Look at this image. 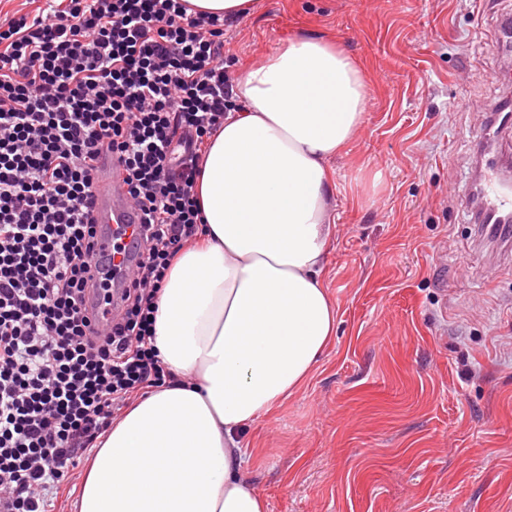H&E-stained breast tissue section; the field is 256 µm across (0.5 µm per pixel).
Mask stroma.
Instances as JSON below:
<instances>
[{
  "label": "stroma",
  "mask_w": 512,
  "mask_h": 512,
  "mask_svg": "<svg viewBox=\"0 0 512 512\" xmlns=\"http://www.w3.org/2000/svg\"><path fill=\"white\" fill-rule=\"evenodd\" d=\"M512 0H254L234 74L291 36L340 42L365 121L330 161L337 331L309 382L244 433L268 512H512V243L466 199L485 115L512 95Z\"/></svg>",
  "instance_id": "stroma-1"
}]
</instances>
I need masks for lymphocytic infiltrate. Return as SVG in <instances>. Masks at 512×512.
<instances>
[{
	"instance_id": "obj_1",
	"label": "lymphocytic infiltrate",
	"mask_w": 512,
	"mask_h": 512,
	"mask_svg": "<svg viewBox=\"0 0 512 512\" xmlns=\"http://www.w3.org/2000/svg\"><path fill=\"white\" fill-rule=\"evenodd\" d=\"M230 81L223 16L186 0H45L0 19V512H51L131 396L173 380L156 301L205 234L195 185L237 107ZM107 154L142 251L93 282Z\"/></svg>"
}]
</instances>
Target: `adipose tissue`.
Wrapping results in <instances>:
<instances>
[{"label": "adipose tissue", "instance_id": "ef3b65f1", "mask_svg": "<svg viewBox=\"0 0 512 512\" xmlns=\"http://www.w3.org/2000/svg\"><path fill=\"white\" fill-rule=\"evenodd\" d=\"M369 86L337 43L295 36L250 65L195 191L207 225L170 268L155 345L176 375L115 421L78 512H267L242 433L311 378L338 312L324 282L336 230L328 163Z\"/></svg>", "mask_w": 512, "mask_h": 512}]
</instances>
